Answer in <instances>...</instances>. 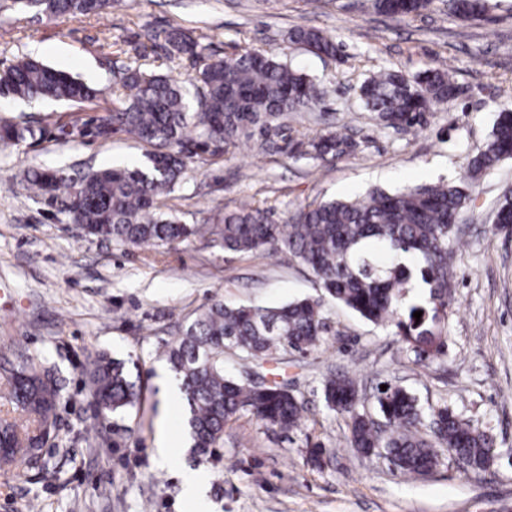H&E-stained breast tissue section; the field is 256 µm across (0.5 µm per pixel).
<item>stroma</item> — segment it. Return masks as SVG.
I'll return each instance as SVG.
<instances>
[{
  "label": "stroma",
  "instance_id": "stroma-1",
  "mask_svg": "<svg viewBox=\"0 0 512 512\" xmlns=\"http://www.w3.org/2000/svg\"><path fill=\"white\" fill-rule=\"evenodd\" d=\"M489 5L486 17L464 21L450 14L448 0L409 16L379 14L372 0H115L107 13L72 20L25 14L0 0V64L40 57L96 88L104 106L116 101L115 76L128 66L193 86L200 60L167 55L148 39L169 26L189 32L210 55L251 48L288 64L328 89L313 111L289 116L291 139L338 130L359 150L334 160L247 147L215 162L197 157L161 202L185 224L216 226L245 200L286 224L309 204L464 176L498 113L512 109V0ZM298 26L336 38L341 57L289 41ZM448 65L461 93L436 105L425 128L383 127L360 97V85L379 70L412 76ZM91 114L64 102L0 98V119L51 131ZM149 150L124 134L0 143V364L36 360L61 387L47 464L19 459L0 469V512H193L181 494L191 470L209 476V512H512V458L487 473L448 458L429 476H403L385 458L348 448V420L328 410L322 394L331 371L355 374L370 388L390 381L422 402L448 403L499 448H512V235L494 224L512 186V159L482 176L457 219L462 244L451 260L448 348L436 370L414 365L393 328L325 297L298 260L228 253L214 235L142 247L102 241L27 181L35 169L77 177L144 161ZM305 297L323 301L327 332L319 347L252 363L224 358L234 375L253 369L305 400L299 429L286 434L235 417L214 455L191 454L185 409L173 395L179 382L160 350L212 300L273 307ZM102 353L125 361L140 385L134 408L97 412L83 367Z\"/></svg>",
  "mask_w": 512,
  "mask_h": 512
}]
</instances>
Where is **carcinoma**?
Wrapping results in <instances>:
<instances>
[{
    "instance_id": "1",
    "label": "carcinoma",
    "mask_w": 512,
    "mask_h": 512,
    "mask_svg": "<svg viewBox=\"0 0 512 512\" xmlns=\"http://www.w3.org/2000/svg\"><path fill=\"white\" fill-rule=\"evenodd\" d=\"M19 10L35 9L53 16L102 14L112 0H12ZM454 15L469 19L485 15L486 0H448ZM431 0H374L383 14L406 16L428 8ZM173 55L200 58V42L179 28L155 35ZM289 40L318 55L336 57L341 44L314 27H296ZM195 107L181 83L167 75L136 68L119 71L124 90L119 104L79 123L82 136L106 140L125 133L153 147L144 163L132 167L90 170L73 184L68 175L34 171L28 182L47 195V178L55 190L75 189L77 208H67L74 224L87 235L137 247L171 244L208 232L203 226L180 223L160 211L159 199L179 183L185 158H220L231 148L254 146L261 153L287 149L282 119L306 112L328 94L288 65L261 52L245 49L231 59L204 60L195 77ZM451 70L428 67L409 79L385 70L365 81L360 97L380 122L394 129H415L427 121L431 106L456 98ZM0 97L50 99L86 105L98 91L38 58L27 57L0 70ZM47 136L43 127L0 123V142L19 145ZM359 143L329 131L292 150L325 160L355 152ZM512 158V111L498 113L484 148L468 161V177L477 179ZM470 200L465 184H429L396 192L374 190L362 199L333 200L298 209L292 223L280 226L267 210L251 205L224 214L220 237L227 252L269 249L292 256L309 267L328 296L361 317L395 328L413 363L423 369L440 364L445 347L450 266L455 220ZM496 228L512 233V187L498 203ZM422 312L419 319L413 317ZM326 331L320 299L303 298L276 307L228 305L212 301L187 326L183 336L164 352L180 380L186 402V425L195 455L220 447L225 424L248 414L263 425L289 432L300 427L306 406L288 390L262 391L224 369V353L269 356L280 350L306 353ZM96 403L113 413L136 405L140 387L129 379L125 363L98 355L86 366ZM10 396L26 416L0 418V462L21 455L33 467L43 458L49 421L56 417L60 389L53 374L33 364L7 378ZM375 399L383 418L377 426L360 410V385L354 374L332 375L323 381L326 407L349 418L348 447L362 456L381 455L404 475L425 476L441 463V452L464 460L473 471H487L500 456L495 438L446 404L424 405L405 388L385 382Z\"/></svg>"
}]
</instances>
